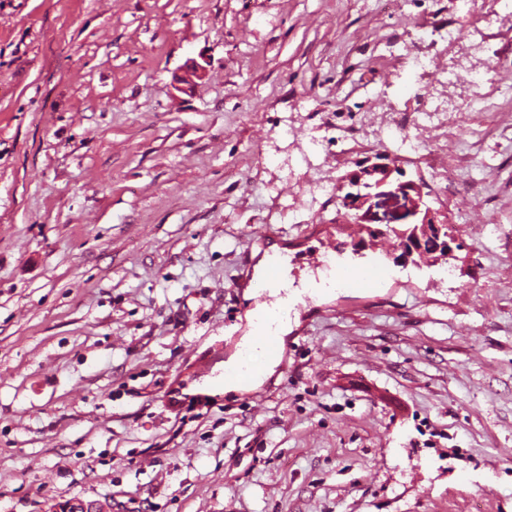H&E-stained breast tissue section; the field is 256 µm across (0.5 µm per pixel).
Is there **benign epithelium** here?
<instances>
[{"instance_id":"7a95c632","label":"benign epithelium","mask_w":512,"mask_h":512,"mask_svg":"<svg viewBox=\"0 0 512 512\" xmlns=\"http://www.w3.org/2000/svg\"><path fill=\"white\" fill-rule=\"evenodd\" d=\"M394 172H401L396 160L387 154H377L375 159L367 158L358 163V170L351 174L349 185L358 188V191H349L341 198V207L344 209L340 223L350 221L363 226L364 233L368 238H379L384 235H392L397 231L395 227H387L383 230L372 226L375 217L367 203L375 198V206L387 207L389 205L402 206L406 214L413 217H420L417 225L421 230L414 231L411 239L401 235L396 238V247L401 250V257L409 260L415 256L425 259L429 263L439 261L437 254L444 252L448 255L453 253L452 244L455 243V233L450 232L445 238L435 240L432 251H424V240L431 236L430 227L438 228L440 225L448 224V221L440 220L438 212L434 211L424 201L422 184L412 180L400 181L392 184L389 181Z\"/></svg>"}]
</instances>
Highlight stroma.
I'll use <instances>...</instances> for the list:
<instances>
[{"label": "stroma", "instance_id": "1", "mask_svg": "<svg viewBox=\"0 0 512 512\" xmlns=\"http://www.w3.org/2000/svg\"><path fill=\"white\" fill-rule=\"evenodd\" d=\"M192 59L206 75L179 92ZM379 152L460 247L416 265L386 241L362 257L385 285L348 288L299 255ZM264 238L287 242L290 286L326 289L291 309L286 362L228 392ZM70 500L512 512L511 10L0 0V512Z\"/></svg>", "mask_w": 512, "mask_h": 512}]
</instances>
